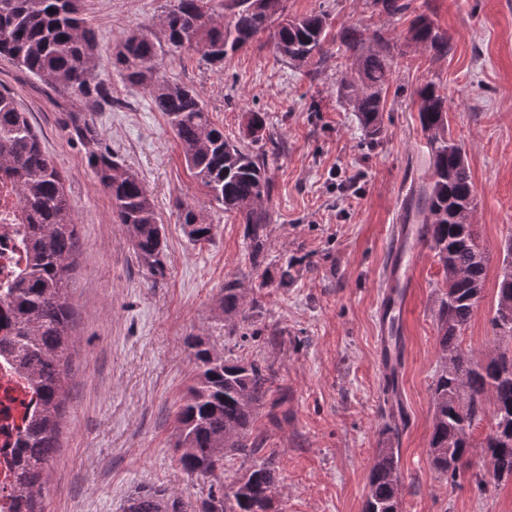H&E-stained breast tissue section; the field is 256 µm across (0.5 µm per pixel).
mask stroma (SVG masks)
Wrapping results in <instances>:
<instances>
[{
  "label": "stroma",
  "mask_w": 512,
  "mask_h": 512,
  "mask_svg": "<svg viewBox=\"0 0 512 512\" xmlns=\"http://www.w3.org/2000/svg\"><path fill=\"white\" fill-rule=\"evenodd\" d=\"M172 3L81 0L98 37V76L116 101L97 113L99 134L151 195L165 231L161 276L138 264L109 194L63 126V108H80V101L0 57V88L28 110L78 222L69 289L76 344L63 380L46 512H122L142 487L168 489L187 512H198L211 489L231 485L266 458L278 480L275 512H362L375 450L388 438L400 454L402 512H512V480L490 478L476 488L472 475L482 454H474L454 482L430 463L436 311L446 281L429 246L411 268L412 295L402 320L403 421L393 437L383 430L390 410L375 332L390 227L429 177L431 149L416 92L432 83L448 97V134L477 191L472 221L489 258L484 297L458 343L477 356L495 344L491 319L502 245L512 237V0H412L401 15L387 14L373 0H287L292 16L326 12L333 38L357 28L401 41L420 13L448 33V57L415 46L395 57L385 134L375 145L336 94L347 70L335 41L333 57L314 75L288 64L267 32L220 68L196 50H180L184 82L226 137L242 140L245 113L262 112L280 143L275 152L260 142L250 146L265 153L272 186L271 245L260 268L248 259L240 217L211 204L165 114L112 64L124 36L142 26L160 31ZM180 202L213 224L212 241L188 240ZM291 258L298 264L288 287L264 283V267ZM235 277L263 300L259 335L224 333L218 297L225 280ZM194 336L208 338L225 355L268 365L272 383L254 423L265 439L264 455L232 456L214 474L190 476L174 444L175 412L195 370L188 346Z\"/></svg>",
  "instance_id": "1"
}]
</instances>
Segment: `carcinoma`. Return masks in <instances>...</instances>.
Returning a JSON list of instances; mask_svg holds the SVG:
<instances>
[{
  "mask_svg": "<svg viewBox=\"0 0 512 512\" xmlns=\"http://www.w3.org/2000/svg\"><path fill=\"white\" fill-rule=\"evenodd\" d=\"M229 21L204 10V0H175L162 21L164 39L148 26L130 33L113 55L126 80L144 89L175 132L187 168L211 202L242 217L252 264H260L270 240V215L264 207L271 185L265 177V154L245 150L224 136L192 87L165 72L166 48H202L212 65L277 25L278 53L294 67L324 65L328 49L327 16L312 13L285 19V0H225ZM355 76L337 86L352 104L365 139L384 134V93L392 81L397 44L382 31L367 38L356 28L339 34ZM407 40L443 57L451 50L448 34L425 14L415 16ZM97 34L81 17L79 0H0V56L39 75L53 89L87 104L65 114L64 125L82 144L88 166L108 191L117 223L133 245L137 262L152 274L164 270L165 236L149 191L139 175L103 148L94 115L114 100L98 78ZM419 121L428 134L433 170L418 195L424 240L442 265L448 289L438 304V370L432 384L433 431L429 456L443 475L456 478L459 462L481 445L494 477L512 478V349L481 360L463 351L458 335L476 304L472 290L485 287L487 257L473 249L477 240L467 218L474 209L475 187L460 148L448 139L447 97L429 83L417 91ZM263 112L247 113L245 137L253 143L271 139ZM0 174L13 181L27 214V262L15 282L0 291V304L14 314L10 335L0 337V352L13 356L27 380L40 392L24 448L28 457L17 480L24 512H45L43 500L57 453L61 405L60 363L74 338L69 335V279L77 246L76 212L55 162L42 150L28 112L0 90ZM183 229L193 243L214 236L190 205L178 204ZM227 335L238 336L255 325L262 304L247 299L239 280L224 283L219 297ZM196 373L176 414L178 462L188 475L212 473L230 452L253 455L263 441L252 436L258 409L270 392V369L224 356L203 337L189 343ZM466 401V414L457 405ZM490 418L488 432L475 443L476 427ZM397 448H378L370 467L363 512H401L402 483ZM277 489L275 470L267 463L237 478L229 491L210 492L200 512H269ZM123 512H182L180 497L150 487L130 495Z\"/></svg>",
  "mask_w": 512,
  "mask_h": 512,
  "instance_id": "carcinoma-1",
  "label": "carcinoma"
}]
</instances>
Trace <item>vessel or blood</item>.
I'll use <instances>...</instances> for the list:
<instances>
[{"label":"vessel or blood","mask_w":512,"mask_h":512,"mask_svg":"<svg viewBox=\"0 0 512 512\" xmlns=\"http://www.w3.org/2000/svg\"><path fill=\"white\" fill-rule=\"evenodd\" d=\"M420 233L411 224L397 225L389 247L384 279L385 289L380 293L378 308V359L385 376L398 377L401 354L399 335L401 317L410 297V257L419 252Z\"/></svg>","instance_id":"vessel-or-blood-1"}]
</instances>
